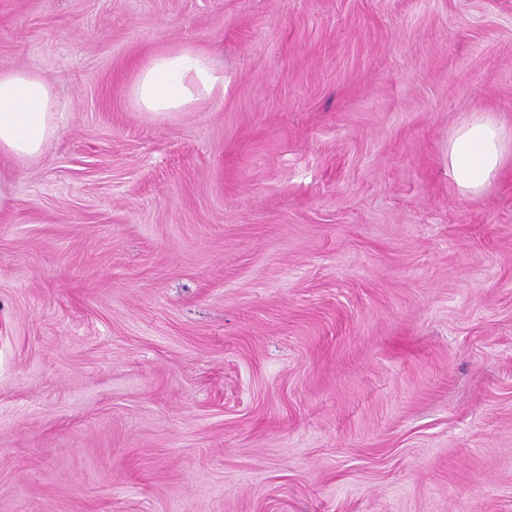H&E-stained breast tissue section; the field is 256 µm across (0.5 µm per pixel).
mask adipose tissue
<instances>
[{
  "instance_id": "obj_1",
  "label": "adipose tissue",
  "mask_w": 512,
  "mask_h": 512,
  "mask_svg": "<svg viewBox=\"0 0 512 512\" xmlns=\"http://www.w3.org/2000/svg\"><path fill=\"white\" fill-rule=\"evenodd\" d=\"M224 73L190 48L161 52L138 70L131 96L150 115L192 109L223 95ZM56 96L40 74L25 68L0 69V211L16 201L13 161L41 156L55 132ZM512 161V130L489 112L473 113L448 142V169L462 194L478 195Z\"/></svg>"
}]
</instances>
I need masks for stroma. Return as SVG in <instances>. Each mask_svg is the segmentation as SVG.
I'll return each instance as SVG.
<instances>
[{
  "mask_svg": "<svg viewBox=\"0 0 512 512\" xmlns=\"http://www.w3.org/2000/svg\"><path fill=\"white\" fill-rule=\"evenodd\" d=\"M189 47L224 96L129 88ZM57 93L0 212V512H512V0H0ZM131 96L141 112L172 114L224 96V72L191 48L161 52L138 70ZM512 161V128L491 112H473L448 141V170L464 195H479Z\"/></svg>",
  "mask_w": 512,
  "mask_h": 512,
  "instance_id": "obj_1",
  "label": "stroma"
}]
</instances>
